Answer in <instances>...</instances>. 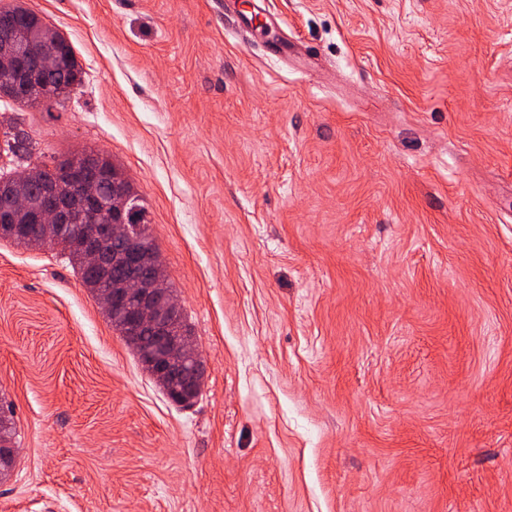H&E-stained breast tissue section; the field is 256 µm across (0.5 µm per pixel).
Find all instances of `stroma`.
<instances>
[{"label": "stroma", "mask_w": 512, "mask_h": 512, "mask_svg": "<svg viewBox=\"0 0 512 512\" xmlns=\"http://www.w3.org/2000/svg\"><path fill=\"white\" fill-rule=\"evenodd\" d=\"M19 2L82 80L0 103V173L111 156L207 381L0 240V512H512V0H265L287 61L233 0ZM238 9L234 15L227 16L224 24L231 27L244 39L252 44L260 45L266 51H270L280 58L291 55L292 48L288 41L277 36L270 37L272 22H265L260 26L254 25V19L261 13L262 8L256 3L257 0H239Z\"/></svg>", "instance_id": "35a3bbf8"}]
</instances>
